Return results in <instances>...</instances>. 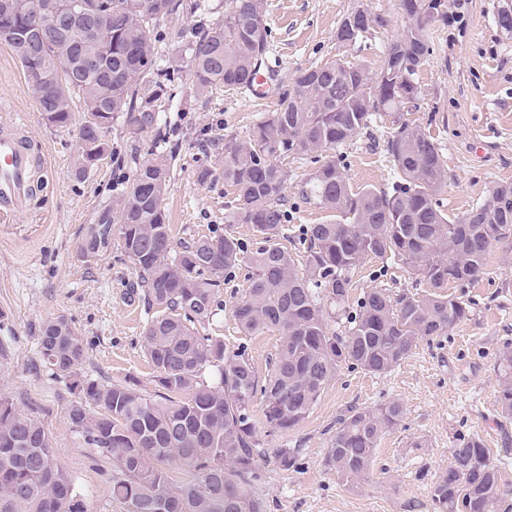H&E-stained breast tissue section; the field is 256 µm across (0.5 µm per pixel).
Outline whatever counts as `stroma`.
I'll use <instances>...</instances> for the list:
<instances>
[{"label":"stroma","instance_id":"stroma-1","mask_svg":"<svg viewBox=\"0 0 512 512\" xmlns=\"http://www.w3.org/2000/svg\"><path fill=\"white\" fill-rule=\"evenodd\" d=\"M499 0H468L463 23L429 29V65L418 75L422 96L409 120L423 124L439 144L448 182L439 195L444 212L465 214L499 184L512 183V35L496 23ZM382 15L387 24L368 38L339 48L336 29L355 10ZM270 28L264 68L275 92H283L299 70L338 57L378 69L384 51L405 25L400 0H267ZM162 123L172 150L170 186L163 199L175 241L230 233L248 249L258 239L251 225L229 224L233 199L223 180L200 182L202 168L221 169L224 145L240 138L275 107L248 91L216 89L196 95L189 71L171 87ZM0 122H21L45 153L46 180L37 195L15 204L0 223V398L35 417L59 460L83 492L88 512H123L112 498L111 460L98 456L70 431L68 413L77 398L64 381L49 376L39 347L40 329L65 316L86 345L82 374L104 382L135 381L154 392L153 370L143 349L151 313L126 298L133 264L120 247L97 263L78 260L76 248L98 209L132 179L138 162L150 158L155 132L127 141L120 124L108 137L114 156L86 178L75 176L76 133L47 126L32 100L20 63L0 41ZM392 130L382 116L334 153L355 187L391 189L397 171L386 151ZM288 171V231L283 244L301 254L306 225L329 222L328 211L302 201L300 190L314 169L309 157L283 162ZM351 298L371 288L395 294L424 293L425 283L397 266L380 270L366 261L352 279ZM248 286L247 270L220 287L224 302L213 330L227 344L246 342L257 372H265L277 333L242 336L232 310ZM472 313L445 337L421 343L384 375L341 369L326 385L309 416L288 441L301 451L302 468L281 472L266 462L261 489L267 512H432L433 481L447 469L448 449L457 435L480 437L495 459L501 481L512 487V422L502 423L496 402L494 365L512 347V247L499 244L487 256V270L465 289ZM400 400L401 424L387 431L375 452L370 479L350 487L324 465L337 421L354 408Z\"/></svg>","mask_w":512,"mask_h":512}]
</instances>
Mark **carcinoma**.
<instances>
[{
    "mask_svg": "<svg viewBox=\"0 0 512 512\" xmlns=\"http://www.w3.org/2000/svg\"><path fill=\"white\" fill-rule=\"evenodd\" d=\"M89 20L112 32L96 49L99 66L84 67L78 32L37 37L47 15L73 3ZM407 18L380 68L345 57L299 72L276 107L250 133L224 145L220 173L203 168L202 182L224 178L233 195L232 224L252 225L263 246L248 250L231 234L174 242L162 207L171 159L162 151L139 164L124 189L88 224L77 251L96 259L119 240L133 263L129 295L156 315L144 328L145 354L155 394L129 383H101L80 375L85 345L59 316L41 328V355L50 374L96 407L75 404L73 432L112 459V498L124 512H266L259 493L263 462L273 457L282 472L300 469V449L288 432L309 414L328 382L345 367L381 375L408 358L423 341L449 334L469 316L471 302L444 292L486 274V255L512 242V183L481 204L451 218L437 196L447 183L441 148L419 124L405 118L421 97L418 73L428 64L429 26L448 18L445 0H402ZM184 10L183 0H0V40L24 71L28 90L46 125L69 130L75 112L87 151L112 155L103 112L136 138L161 120L176 65L187 61L192 83L204 94L236 91L254 82L270 36L265 0H229L224 21L201 31L172 32L167 55L153 31ZM381 15L357 21L336 36L346 48L366 36ZM41 71L59 75L53 90L33 85ZM392 115L387 151L398 173L388 191L355 188L333 158L304 182L305 202L333 213L326 224L303 229L305 249L296 259L281 243L287 218V174L280 158L326 155ZM368 259L399 265L431 287L421 296H391L371 288L355 302L349 290ZM252 270L233 309L244 336L277 332L280 345L259 376L248 346L228 345L210 332L223 308L219 286L237 270ZM345 322L339 335L330 322ZM497 403L512 419V349L495 362ZM261 410L262 419L256 418ZM403 404L389 400L355 408L339 421L324 458L349 485L370 474L382 435L400 425ZM281 442L274 448L259 427ZM448 469L436 478L433 512H512L491 453L475 436L459 435L448 449ZM0 512H87L85 497L57 459L42 425L0 399Z\"/></svg>",
    "mask_w": 512,
    "mask_h": 512,
    "instance_id": "cac0c4a2",
    "label": "carcinoma"
}]
</instances>
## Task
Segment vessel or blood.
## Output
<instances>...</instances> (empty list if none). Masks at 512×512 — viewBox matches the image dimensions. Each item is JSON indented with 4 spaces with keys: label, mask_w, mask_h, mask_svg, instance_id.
Segmentation results:
<instances>
[{
    "label": "vessel or blood",
    "mask_w": 512,
    "mask_h": 512,
    "mask_svg": "<svg viewBox=\"0 0 512 512\" xmlns=\"http://www.w3.org/2000/svg\"><path fill=\"white\" fill-rule=\"evenodd\" d=\"M35 156L27 141L10 129L0 130V201L19 200L33 194L31 178Z\"/></svg>",
    "instance_id": "1"
}]
</instances>
